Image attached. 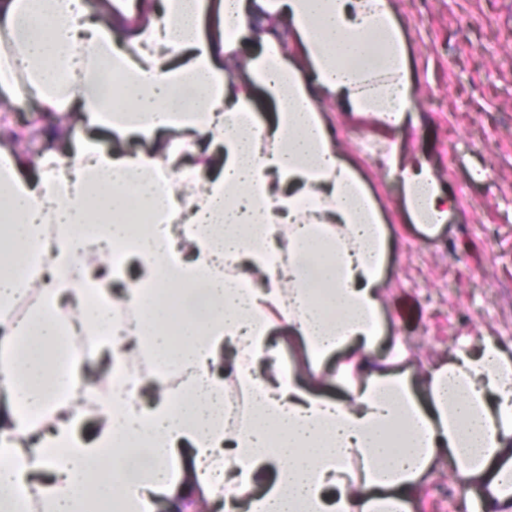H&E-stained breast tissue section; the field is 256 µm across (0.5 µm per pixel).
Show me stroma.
<instances>
[{
  "instance_id": "1",
  "label": "stroma",
  "mask_w": 512,
  "mask_h": 512,
  "mask_svg": "<svg viewBox=\"0 0 512 512\" xmlns=\"http://www.w3.org/2000/svg\"><path fill=\"white\" fill-rule=\"evenodd\" d=\"M407 47L415 90L406 122L382 131L378 121L322 109L346 158L374 194L388 239L383 273L386 332L372 353L383 361L393 343L418 375L464 342L491 336L512 345V0H391ZM26 125L23 176L39 178L44 145L36 104L0 106V129ZM428 159L455 194V211L435 233L412 219L402 184L385 160ZM413 295L423 309L404 329L396 303ZM411 512H466L447 464L422 482Z\"/></svg>"
}]
</instances>
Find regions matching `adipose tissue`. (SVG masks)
<instances>
[{
	"instance_id": "obj_1",
	"label": "adipose tissue",
	"mask_w": 512,
	"mask_h": 512,
	"mask_svg": "<svg viewBox=\"0 0 512 512\" xmlns=\"http://www.w3.org/2000/svg\"><path fill=\"white\" fill-rule=\"evenodd\" d=\"M412 95L391 0H107L95 17L0 0V101L169 134L45 150L35 186L0 146V512H410L442 461L470 512H512V355L488 337L415 380L401 345L370 357L384 218L316 100L398 126ZM401 179L415 223H447L427 161ZM283 325L300 339L288 363ZM80 335L110 356L97 380L65 354ZM324 378L335 396L314 392Z\"/></svg>"
}]
</instances>
